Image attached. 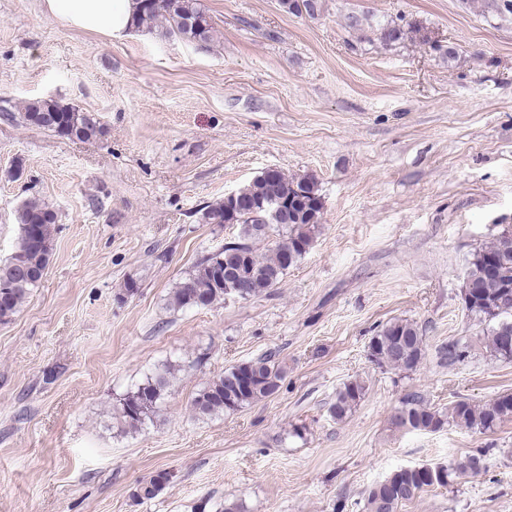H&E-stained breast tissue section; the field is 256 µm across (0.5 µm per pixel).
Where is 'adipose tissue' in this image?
Wrapping results in <instances>:
<instances>
[{
	"mask_svg": "<svg viewBox=\"0 0 512 512\" xmlns=\"http://www.w3.org/2000/svg\"><path fill=\"white\" fill-rule=\"evenodd\" d=\"M44 11L67 27L106 36L128 38L139 8L138 0H43Z\"/></svg>",
	"mask_w": 512,
	"mask_h": 512,
	"instance_id": "adipose-tissue-1",
	"label": "adipose tissue"
}]
</instances>
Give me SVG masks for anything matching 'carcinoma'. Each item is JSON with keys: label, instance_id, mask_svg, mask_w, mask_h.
I'll return each mask as SVG.
<instances>
[{"label": "carcinoma", "instance_id": "1", "mask_svg": "<svg viewBox=\"0 0 512 512\" xmlns=\"http://www.w3.org/2000/svg\"><path fill=\"white\" fill-rule=\"evenodd\" d=\"M465 7L485 19L512 20V0H462ZM137 28L156 29L191 43L207 44L213 37V25L198 0H156L140 4ZM376 40L389 44L402 38L403 27L394 21L369 26ZM21 118L35 125L34 118L47 114L50 119L41 128L59 135L88 140L102 134V128L90 114L54 98H33L20 106ZM247 197L257 206L233 208L222 199L206 207V224H224L231 220L240 227L237 238L227 241L204 256L195 270L173 289L169 306L174 310L208 308L228 298L248 300L278 285L283 275L308 252L315 227L320 223L324 202L312 176H288L280 170L263 172L247 184ZM288 203V222L268 224L260 203ZM19 235L14 252L0 263V283L7 287L10 304L0 306V324L19 312L31 290L40 283L50 263L53 238L58 223L56 213L36 199L23 203L17 211ZM271 240L267 252L257 253L255 244ZM294 248L289 265L282 262V246ZM224 256L231 265L245 259L249 277L246 287L219 277L216 257ZM463 294L469 315L483 325V340L491 356L512 361V229L503 231L490 244L476 249L468 260ZM368 350L373 362L397 370L413 371L425 355V343L417 325L406 319H393L370 338ZM471 350L468 340L458 338L448 343L443 360L454 364ZM179 365L168 363L159 368L146 383L128 392L113 404V415L123 428L136 429L157 415L168 392L170 380ZM285 379L283 367L272 353L254 358L224 371L199 390L191 408L198 418L234 413L253 403L276 395ZM365 384L353 380L336 392L329 407L336 421L351 414L364 394ZM512 420V393H505L482 404L459 400L447 408H437L420 395L410 393L400 401L392 423L409 430L437 432L447 425L492 432L501 423ZM485 470L484 454L471 453L447 465H422L395 471L372 486L365 494V512H398L428 487H448L460 477H475ZM171 474L160 471L141 482L133 493L140 501L162 493Z\"/></svg>", "mask_w": 512, "mask_h": 512}]
</instances>
